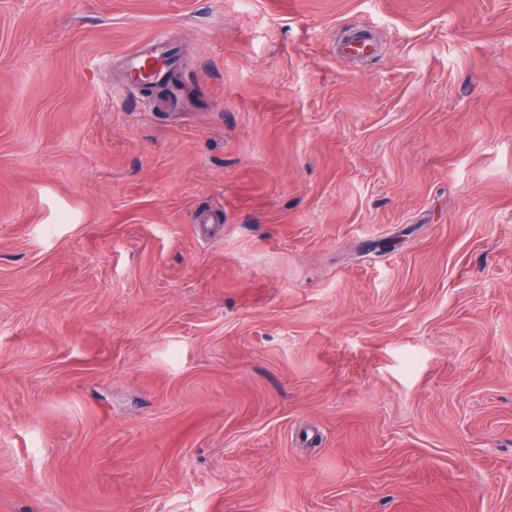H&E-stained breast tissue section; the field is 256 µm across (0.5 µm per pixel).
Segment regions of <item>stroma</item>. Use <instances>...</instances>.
<instances>
[{"label": "stroma", "instance_id": "obj_1", "mask_svg": "<svg viewBox=\"0 0 512 512\" xmlns=\"http://www.w3.org/2000/svg\"><path fill=\"white\" fill-rule=\"evenodd\" d=\"M0 512H512V0H0ZM175 48L164 34H158L126 57L127 70L143 74L148 84L169 83L174 67Z\"/></svg>", "mask_w": 512, "mask_h": 512}]
</instances>
